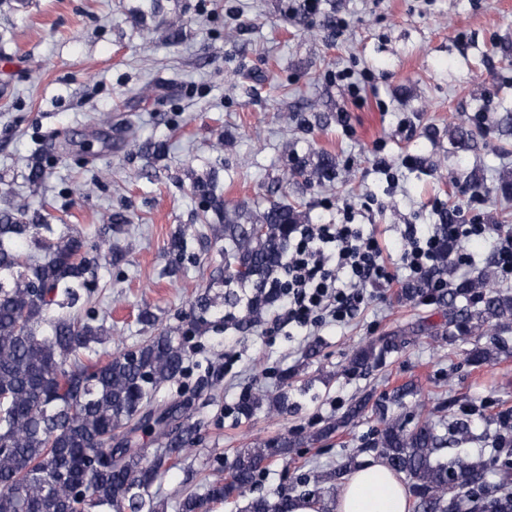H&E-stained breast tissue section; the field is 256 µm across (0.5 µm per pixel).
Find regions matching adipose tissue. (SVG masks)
<instances>
[{
    "mask_svg": "<svg viewBox=\"0 0 512 512\" xmlns=\"http://www.w3.org/2000/svg\"><path fill=\"white\" fill-rule=\"evenodd\" d=\"M331 512H410L401 474L384 459L371 458L350 472L329 504Z\"/></svg>",
    "mask_w": 512,
    "mask_h": 512,
    "instance_id": "1",
    "label": "adipose tissue"
}]
</instances>
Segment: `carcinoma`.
<instances>
[{"mask_svg": "<svg viewBox=\"0 0 512 512\" xmlns=\"http://www.w3.org/2000/svg\"><path fill=\"white\" fill-rule=\"evenodd\" d=\"M334 175V159L324 156L308 178L322 181ZM194 189L203 211L224 214V223L211 225L214 240L224 241L222 284L252 288L243 317L248 323L278 297L277 273L288 259L297 211L282 201L262 210L229 209L212 177L196 179ZM18 215L0 217V512H163L149 488L189 450L195 426L184 422L168 436L184 405L158 409L151 401L183 373L184 337L177 328H163L104 363L83 362L81 355L102 343L108 330L75 316L53 318L48 311L60 296L75 305L78 289L87 287V266L78 259L85 243L70 235L45 248L41 260H23L14 239H37L41 225L23 224ZM440 251L431 278L402 289L403 298L432 290L437 274L448 266V240L441 239ZM456 293L475 302L472 310L448 304V319L458 329L479 330L492 321L496 329L508 330L504 320L512 317V296L495 289L488 276L458 284ZM238 302L230 290L221 296L207 290L194 308L204 314ZM380 358L371 343L352 354L349 370L366 371ZM286 399L259 393L242 400L239 412L248 418L263 403L275 410ZM376 408L384 428L374 447L392 470L414 479L413 512H512V492L487 501L477 497L488 466L484 459L458 453L444 462L438 453L448 447V439L430 419L410 427L400 416L387 418L386 403ZM139 432L167 437L165 449L145 459L142 449L134 447ZM291 446L284 436L240 450L227 476L210 482L203 497H183L179 512H206L207 503L249 488L259 464ZM335 478V473L315 476L314 488L302 497L323 502L322 485ZM292 501L281 496L272 503L258 496L248 512H291Z\"/></svg>", "mask_w": 512, "mask_h": 512, "instance_id": "obj_1", "label": "carcinoma"}]
</instances>
